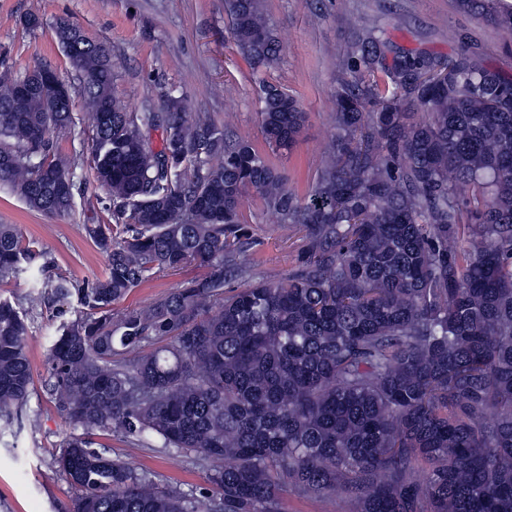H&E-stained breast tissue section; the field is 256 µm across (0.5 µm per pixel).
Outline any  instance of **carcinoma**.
Returning <instances> with one entry per match:
<instances>
[{
	"label": "carcinoma",
	"mask_w": 512,
	"mask_h": 512,
	"mask_svg": "<svg viewBox=\"0 0 512 512\" xmlns=\"http://www.w3.org/2000/svg\"><path fill=\"white\" fill-rule=\"evenodd\" d=\"M253 69L278 45L261 0H224ZM352 43L332 136L308 198L247 140L185 111L128 112L112 98V59L84 44L76 93L93 104L96 181L110 224L88 234L108 272L50 281L77 296L45 386L82 432L58 464L74 512H281L285 485L345 500L352 512H512V78L475 64ZM448 70L439 84L414 81ZM0 81V182L49 216L73 210L84 183L51 130L76 123L38 94ZM262 131L293 147L298 100L261 81ZM370 101L374 111L362 112ZM161 131L162 146L146 133ZM254 189L304 232L297 269L224 294L252 244L240 220ZM41 253L0 225V280ZM207 272L146 312L112 306L164 271ZM27 324L0 300V415L33 383ZM93 430L152 437L211 466L213 491L155 485L96 448Z\"/></svg>",
	"instance_id": "1"
}]
</instances>
